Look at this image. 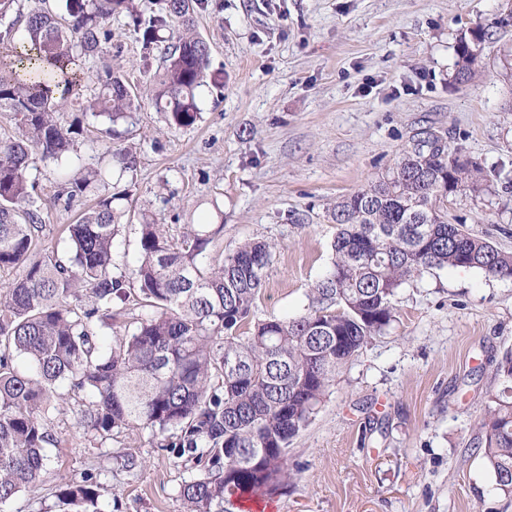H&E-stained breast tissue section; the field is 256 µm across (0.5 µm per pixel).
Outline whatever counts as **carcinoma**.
<instances>
[{
	"mask_svg": "<svg viewBox=\"0 0 512 512\" xmlns=\"http://www.w3.org/2000/svg\"><path fill=\"white\" fill-rule=\"evenodd\" d=\"M209 0H163L145 15L134 0H41L14 42L13 24L0 43V110L19 117L16 135L0 136V272L24 274L0 289V504L34 489L45 471L49 405L76 398L80 425L109 435L128 429L176 440L159 443L203 465V476L180 488L186 512H229L234 496H271L289 479L288 446L308 424L335 381L394 317L397 288L423 273L469 268L512 279V253L448 222V196L476 190L480 169L417 136L394 166L368 188L332 209L337 226L330 265L312 288L304 312L287 319L258 316L274 246L248 241L224 256L222 224L139 225L137 266L114 262L125 212L100 193V171L79 168L57 194L69 207L97 194L95 205L66 226L68 250L44 244L28 181L33 155L70 167L77 156L73 127L57 114L83 88H98L89 109L108 120L106 134L132 118L140 95L110 67L84 71L81 57L112 49L107 21L127 16L142 48L159 65L144 92L167 124L193 125L196 91L208 76L210 48L192 31ZM478 27L462 35L455 79L475 75L488 38ZM152 312L131 323L115 343L113 299ZM22 356L27 367L15 365ZM478 447L498 489L512 494V353L496 367ZM92 479L65 485L71 512H99Z\"/></svg>",
	"mask_w": 512,
	"mask_h": 512,
	"instance_id": "cac0c4a2",
	"label": "carcinoma"
}]
</instances>
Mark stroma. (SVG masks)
Returning a JSON list of instances; mask_svg holds the SVG:
<instances>
[{
  "label": "stroma",
  "mask_w": 512,
  "mask_h": 512,
  "mask_svg": "<svg viewBox=\"0 0 512 512\" xmlns=\"http://www.w3.org/2000/svg\"><path fill=\"white\" fill-rule=\"evenodd\" d=\"M107 26L121 46L114 69L135 83L157 67L125 16ZM477 26L490 37L460 83L457 42ZM193 31L224 81L200 88L192 126L169 128L145 102L107 143L90 112L58 116L84 129L79 165L111 168L112 192L126 198L120 268L135 264L142 219L220 224L225 254L248 239L276 247L260 316L302 311L330 264L336 200L368 188L426 130L482 172L478 191L449 196V221L512 252V0H211ZM126 152L135 165L124 172ZM28 180L47 241L66 248L77 210L55 199L63 169L37 156ZM393 304L391 324L339 370L292 440L291 479L252 512H512L476 446L497 364L512 352V279L433 269ZM49 414L58 444L46 472L0 512H63L59 491L86 476L100 512H184L194 462L146 431L102 437L66 405Z\"/></svg>",
  "instance_id": "1"
}]
</instances>
